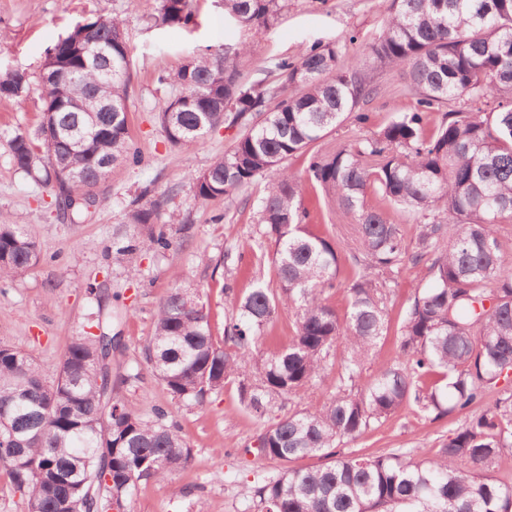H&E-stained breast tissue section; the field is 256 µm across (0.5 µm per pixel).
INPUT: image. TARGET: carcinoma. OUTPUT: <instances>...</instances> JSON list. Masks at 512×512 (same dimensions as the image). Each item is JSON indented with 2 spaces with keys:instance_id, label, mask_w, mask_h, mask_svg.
<instances>
[{
  "instance_id": "1",
  "label": "carcinoma",
  "mask_w": 512,
  "mask_h": 512,
  "mask_svg": "<svg viewBox=\"0 0 512 512\" xmlns=\"http://www.w3.org/2000/svg\"><path fill=\"white\" fill-rule=\"evenodd\" d=\"M222 3L225 18L247 33L270 26L280 9L279 0ZM191 19L189 0H159V24ZM92 22L91 36L73 29L57 42L50 73L65 66L78 82L101 83L102 96L126 104L124 22L101 15ZM108 43L106 81L83 59ZM369 53L405 73L414 103L378 131L328 150L318 142L336 127L370 122L359 105L375 93L360 59L334 43L307 45L251 80L244 78L245 41L158 75L179 89L158 111L172 147L199 145L220 127L243 131L230 151L189 174L198 198L218 200L269 177L258 223L275 241L278 291L258 283L234 297L219 338L203 294L175 286L158 307L143 355L174 397L202 404L236 381L241 403L261 419L278 399L310 385L342 347L330 400L256 436L257 458L282 465L277 478L255 487L258 512H512V484L482 474L512 453V391L483 407L489 386L512 374V264L498 233L512 224V0H389ZM27 85L23 73L1 76L0 98L18 97ZM73 94L69 81L53 83L42 93L35 137L18 131L7 146L18 168L44 172L63 218L80 224L86 197L115 165H135L140 155L128 111L91 116L70 107ZM297 154L308 156L303 176L285 166ZM308 185L321 191L323 219L351 218L352 243L310 230L302 204ZM151 193L141 191L145 204L133 201L128 223L136 233L115 256L170 247L155 225L168 199ZM392 210L414 225L412 243ZM42 259L27 229L1 212L0 278L20 276ZM424 259L433 284L404 311L397 359L353 391L349 384L388 328L387 282L405 262ZM342 278L340 314L327 295ZM284 307L295 316L290 341L254 352ZM114 340L112 322L91 321L68 343L51 381L31 354L0 344V469L25 512L123 509L140 480L166 482L191 464V448L164 411L145 419L113 399L112 378L95 363L109 356ZM411 405L436 419L465 416L435 457L337 456L341 442ZM314 456L327 462L291 466ZM460 460L472 468L459 469Z\"/></svg>"
}]
</instances>
